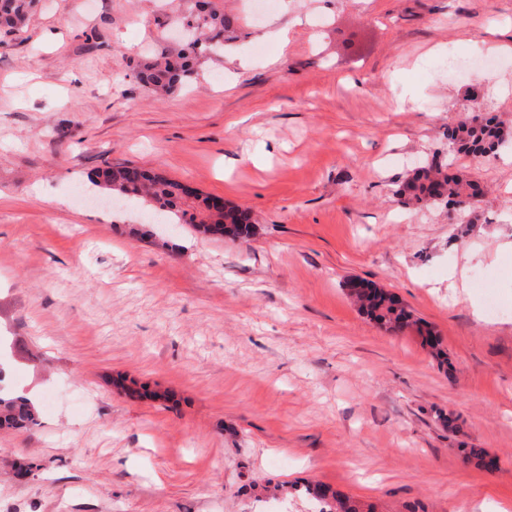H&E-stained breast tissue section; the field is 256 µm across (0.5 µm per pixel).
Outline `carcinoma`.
Masks as SVG:
<instances>
[{
  "label": "carcinoma",
  "mask_w": 512,
  "mask_h": 512,
  "mask_svg": "<svg viewBox=\"0 0 512 512\" xmlns=\"http://www.w3.org/2000/svg\"><path fill=\"white\" fill-rule=\"evenodd\" d=\"M35 0H0V33L10 34L22 29L28 22ZM180 22L194 24L189 41L163 53L138 71V79L145 86L161 94H170L194 73L199 56L206 51L215 53L224 49V34L233 29V19L218 8L212 0H196L195 11L179 18ZM448 140L456 152L483 156L497 152L512 142V132L501 123L488 118L482 124L459 122L449 133ZM96 185L119 200L137 198L149 212L163 213L171 224H190L198 232L213 235L217 225L232 221L227 230L231 239L248 238L253 233L248 212L230 207L229 212L215 213L210 196L186 193L184 184L161 174L129 165L107 166L91 176ZM395 195L404 202L427 205L441 200L447 205L459 206L482 195L479 182L458 174H448L437 165L419 168L414 177L400 186ZM348 295L359 310L387 330L398 333L416 328L425 345L433 350L439 364L448 363L440 340L432 331L420 325L413 313L394 295L375 284ZM39 410L26 396L3 384L0 366V429H22L37 424ZM464 458L477 466L491 469L493 458L482 448L463 449ZM306 494L320 504L316 512H363L362 505L343 497L328 487L308 485Z\"/></svg>",
  "instance_id": "cac0c4a2"
}]
</instances>
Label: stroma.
<instances>
[{"label":"stroma","instance_id":"obj_1","mask_svg":"<svg viewBox=\"0 0 512 512\" xmlns=\"http://www.w3.org/2000/svg\"><path fill=\"white\" fill-rule=\"evenodd\" d=\"M193 5L40 0L0 40V336L40 405L0 431V512H308L266 478L374 512H512V145H448L473 99L512 127V0H224V56L155 97L136 74ZM457 49L494 60L489 86L449 76ZM427 164L483 196L398 203ZM107 165L223 198L254 234L137 235L138 201L91 202ZM350 278L447 366L360 313ZM354 281L356 280L349 281L348 295L358 305L359 310L363 314L394 333L416 327L418 334L423 338L424 344L433 350V354L438 359L439 364H448L446 354L440 348L438 337L434 336L430 329L423 328L419 321L414 318L413 313L394 295L373 283H369V287L364 288L363 291L354 290L352 292L351 290L358 286L357 284H351Z\"/></svg>","mask_w":512,"mask_h":512}]
</instances>
